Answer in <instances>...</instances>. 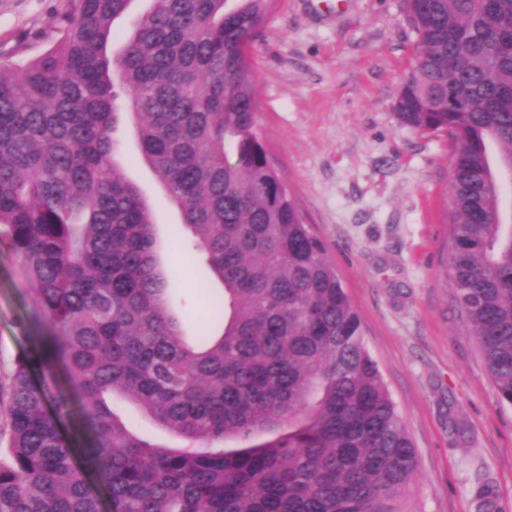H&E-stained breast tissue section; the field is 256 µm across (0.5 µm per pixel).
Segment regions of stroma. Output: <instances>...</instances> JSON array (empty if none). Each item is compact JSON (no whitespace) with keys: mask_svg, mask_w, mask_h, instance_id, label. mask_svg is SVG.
Masks as SVG:
<instances>
[{"mask_svg":"<svg viewBox=\"0 0 512 512\" xmlns=\"http://www.w3.org/2000/svg\"><path fill=\"white\" fill-rule=\"evenodd\" d=\"M69 0H0V61L24 64L59 37ZM259 133L305 223L326 245L418 453V512H477L490 487L512 512V406L501 404L448 274L453 146L398 122L417 55L401 0H274L247 47ZM116 156L153 215L163 269L189 330L207 267L122 124ZM34 298L0 226V384L35 349Z\"/></svg>","mask_w":512,"mask_h":512,"instance_id":"1","label":"stroma"}]
</instances>
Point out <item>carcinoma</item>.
Here are the masks:
<instances>
[{"label": "carcinoma", "instance_id": "carcinoma-1", "mask_svg": "<svg viewBox=\"0 0 512 512\" xmlns=\"http://www.w3.org/2000/svg\"><path fill=\"white\" fill-rule=\"evenodd\" d=\"M70 0L60 38L0 62V224L46 332L6 391L0 512H417L418 459L323 241L258 132L245 48L273 0ZM418 54L398 122L454 146L449 277L498 399L512 405V227L488 146L512 169V0H402ZM221 288L191 336L121 114ZM62 374L50 400L35 368ZM188 441H147L114 398ZM84 424L68 434L73 406ZM259 438L246 448L226 441ZM150 0H134L129 10L114 23L115 37L109 44V53L119 51L124 39L133 31L141 15L148 9Z\"/></svg>", "mask_w": 512, "mask_h": 512}]
</instances>
